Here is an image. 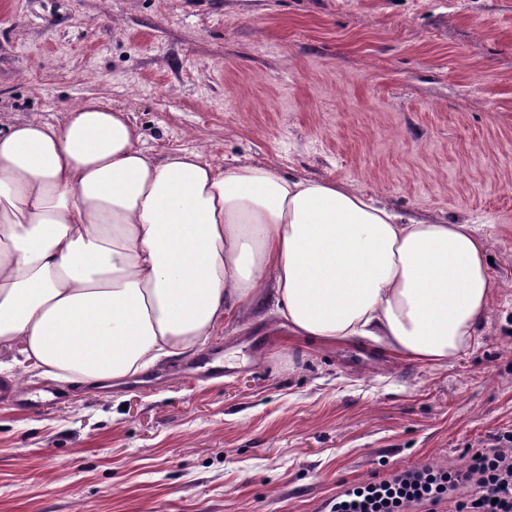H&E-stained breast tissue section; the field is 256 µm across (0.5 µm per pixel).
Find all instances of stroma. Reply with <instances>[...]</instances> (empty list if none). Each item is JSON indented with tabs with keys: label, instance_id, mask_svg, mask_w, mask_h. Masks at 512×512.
I'll list each match as a JSON object with an SVG mask.
<instances>
[{
	"label": "stroma",
	"instance_id": "obj_1",
	"mask_svg": "<svg viewBox=\"0 0 512 512\" xmlns=\"http://www.w3.org/2000/svg\"><path fill=\"white\" fill-rule=\"evenodd\" d=\"M0 120L88 97L157 156L269 165L479 227L492 295L443 367L235 314L204 352L103 389L0 352V512H329L338 490L446 470L512 427V0H10ZM207 349V350H208Z\"/></svg>",
	"mask_w": 512,
	"mask_h": 512
}]
</instances>
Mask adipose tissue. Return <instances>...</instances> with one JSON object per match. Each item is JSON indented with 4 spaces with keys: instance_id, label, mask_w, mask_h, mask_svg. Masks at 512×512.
I'll list each match as a JSON object with an SVG mask.
<instances>
[{
    "instance_id": "adipose-tissue-1",
    "label": "adipose tissue",
    "mask_w": 512,
    "mask_h": 512,
    "mask_svg": "<svg viewBox=\"0 0 512 512\" xmlns=\"http://www.w3.org/2000/svg\"><path fill=\"white\" fill-rule=\"evenodd\" d=\"M490 295L473 225L268 166L157 157L100 99L0 122V348L22 345L49 380L124 382L270 300L293 335L443 366Z\"/></svg>"
}]
</instances>
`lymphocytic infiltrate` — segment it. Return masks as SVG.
Listing matches in <instances>:
<instances>
[{"label": "lymphocytic infiltrate", "mask_w": 512, "mask_h": 512, "mask_svg": "<svg viewBox=\"0 0 512 512\" xmlns=\"http://www.w3.org/2000/svg\"><path fill=\"white\" fill-rule=\"evenodd\" d=\"M437 512H512V430L446 471L409 470L337 496L330 512H406L408 504Z\"/></svg>", "instance_id": "obj_1"}]
</instances>
